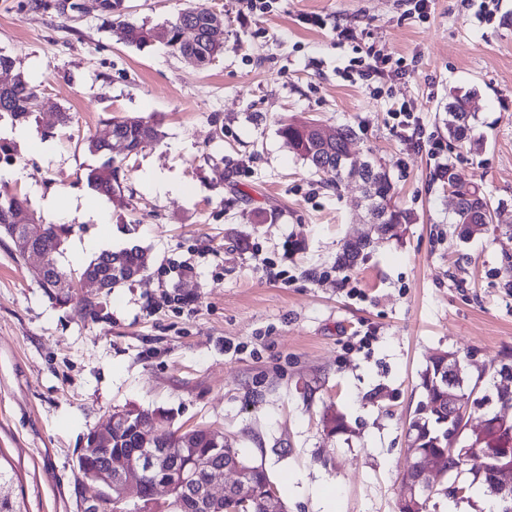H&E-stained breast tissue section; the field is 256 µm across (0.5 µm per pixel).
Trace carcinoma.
Masks as SVG:
<instances>
[{
  "label": "carcinoma",
  "instance_id": "cac0c4a2",
  "mask_svg": "<svg viewBox=\"0 0 512 512\" xmlns=\"http://www.w3.org/2000/svg\"><path fill=\"white\" fill-rule=\"evenodd\" d=\"M215 13L200 4H190L179 11L172 20L166 24V46L171 54L178 57L191 55L200 62V68L208 67L224 50V35H216L211 31V23ZM124 41L136 48H144L155 40V28L146 24L131 22L122 23ZM472 92L457 91L448 102V136L458 142L470 141L474 147L481 145V140L471 136L474 132L475 113L470 110ZM39 92L37 87L31 85L22 73L15 75V80L9 85L0 86V119L8 116L13 121H26L30 117L40 118ZM112 140L123 142L127 154L140 152L146 146L158 142L162 137L159 124L151 119L144 118H114L111 121ZM315 122H289L281 127V134L288 141L295 153L305 161L316 174L323 176L326 186L337 188L345 179V171L349 161L346 158L347 147L356 137L355 129L347 124L333 128L334 139L322 144L316 138ZM90 152L105 153L108 158L99 166L90 168L86 172L87 185L102 195H113L123 191L120 178L121 167L115 164L110 146L103 140L92 138L88 141ZM365 165L371 167L368 173V186L363 192V202L368 213L380 218L376 225L377 239H384L395 224L410 222V214L400 209L394 201V189L389 175L382 166L370 161ZM441 181L448 184L456 199L452 223L460 230L464 238L472 235L484 226L493 223V215L497 208L493 206L491 198L483 190L481 184L473 179L463 177L457 168L449 163L438 173ZM35 223L34 214L31 213L23 199L15 194L0 190V234L4 233L14 237L16 224ZM68 228L58 224L43 225V233L38 242L39 249L47 257L48 270L39 280L46 294L58 304L66 305L73 298L72 292L59 293L52 287V278L61 274L66 275L57 264L56 255L59 253L63 237ZM371 239L348 242L342 252L336 257V266L339 268H352L357 265L365 251L372 247ZM150 257L146 250L139 246L123 248L117 251H104L91 259L81 270L80 276H99L106 281L107 290L104 295L112 293V289L119 288L128 283L124 275L114 273L115 267L123 269H147ZM436 370V363H430L421 374V386L424 390L423 400H436L440 403L438 414L426 415L418 423L411 421L409 428L412 435L421 439L419 447L427 452L438 453L444 456V468L455 472L459 468L456 456L448 453L451 437L457 432L456 424L462 423V416L456 415V423H445L448 417V402L443 399V393L429 383V373ZM498 421L497 428L483 437L470 438V444L477 445L468 463L467 471L472 480L457 486V490L465 495L473 485L479 483L484 486L488 495L501 500L497 489L486 482L487 476L480 474L483 464V450L498 448L512 443V419L505 420L493 416ZM216 432L204 429H195L178 433L170 428L169 418L158 414L154 445L157 448H172L178 452L191 442L197 452V460L224 465V456H233L242 466H250L253 471L249 473V486L251 495L242 500L236 495L224 497L220 505V512H267L265 495L273 488V483L266 472L254 465L250 459L242 455L236 448L214 447ZM140 447L137 434L127 428L115 437L112 448L101 452L83 453L78 461V470L86 478L90 473L103 466L104 462L112 458L116 452H127L129 448ZM0 512H22L20 505L13 494V473L0 466Z\"/></svg>",
  "mask_w": 512,
  "mask_h": 512
}]
</instances>
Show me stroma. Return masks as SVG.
I'll return each instance as SVG.
<instances>
[{"label": "stroma", "instance_id": "1", "mask_svg": "<svg viewBox=\"0 0 512 512\" xmlns=\"http://www.w3.org/2000/svg\"><path fill=\"white\" fill-rule=\"evenodd\" d=\"M0 0V50L69 126H28L0 167L6 189L46 224L71 226L57 257L78 274L99 252L134 245L151 265L92 315L49 299L37 258L0 236V461L24 512H88L104 488L82 479L89 431L127 406L175 429L206 427L262 464L288 512H397L407 431L432 355L456 353L474 397L495 395L512 360V0H199L224 19V52L206 69L163 41L126 45L94 0L79 20ZM187 0H123L122 21L162 26ZM350 38H338L336 25ZM384 59L381 76L359 71ZM470 90L479 152L450 142L453 91ZM406 106L417 133L397 126ZM156 117L163 137L123 162L122 194L90 189L85 141L112 118ZM351 124L355 162L381 163L398 224L366 259L339 269L346 242L374 236L358 182L340 189L288 146L283 123ZM453 162L506 207L470 239L451 222L437 178ZM156 174L178 186L155 193ZM64 191L68 207L44 202ZM107 209L96 223L92 211ZM93 249H85V242ZM342 412L329 433L322 414Z\"/></svg>", "mask_w": 512, "mask_h": 512}]
</instances>
